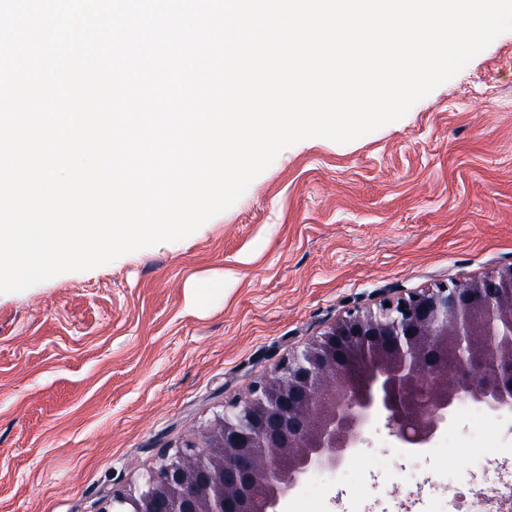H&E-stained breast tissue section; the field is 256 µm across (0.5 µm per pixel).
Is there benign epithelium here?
Listing matches in <instances>:
<instances>
[{"mask_svg": "<svg viewBox=\"0 0 512 512\" xmlns=\"http://www.w3.org/2000/svg\"><path fill=\"white\" fill-rule=\"evenodd\" d=\"M462 400L512 410V267L336 320L102 512H282L309 470L360 447L371 420L384 417L403 448H428Z\"/></svg>", "mask_w": 512, "mask_h": 512, "instance_id": "benign-epithelium-1", "label": "benign epithelium"}]
</instances>
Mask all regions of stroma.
<instances>
[{
	"instance_id": "1",
	"label": "stroma",
	"mask_w": 512,
	"mask_h": 512,
	"mask_svg": "<svg viewBox=\"0 0 512 512\" xmlns=\"http://www.w3.org/2000/svg\"><path fill=\"white\" fill-rule=\"evenodd\" d=\"M509 266L512 31L402 119L284 149L190 236L0 293V512H101L348 312ZM448 430L434 455L374 420L320 512H425L512 451V411Z\"/></svg>"
}]
</instances>
